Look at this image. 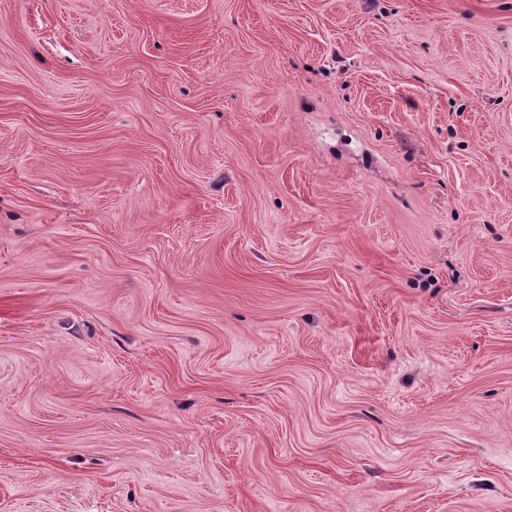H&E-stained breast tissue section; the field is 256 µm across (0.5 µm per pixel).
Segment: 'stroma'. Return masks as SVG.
I'll return each mask as SVG.
<instances>
[{
	"mask_svg": "<svg viewBox=\"0 0 512 512\" xmlns=\"http://www.w3.org/2000/svg\"><path fill=\"white\" fill-rule=\"evenodd\" d=\"M0 512H512V0H0Z\"/></svg>",
	"mask_w": 512,
	"mask_h": 512,
	"instance_id": "stroma-1",
	"label": "stroma"
}]
</instances>
